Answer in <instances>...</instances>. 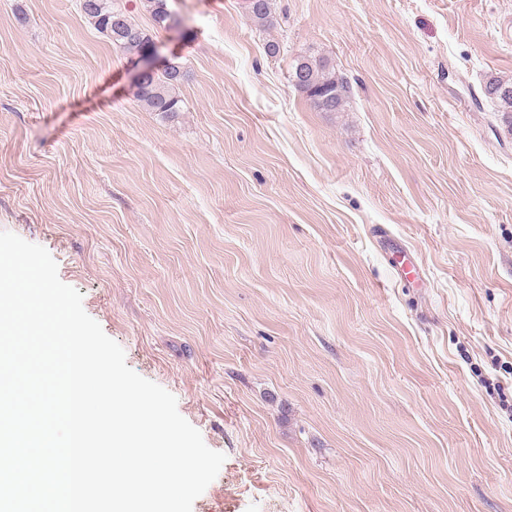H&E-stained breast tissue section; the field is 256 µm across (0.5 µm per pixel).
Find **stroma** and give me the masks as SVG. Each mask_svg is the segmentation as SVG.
<instances>
[{"mask_svg":"<svg viewBox=\"0 0 512 512\" xmlns=\"http://www.w3.org/2000/svg\"><path fill=\"white\" fill-rule=\"evenodd\" d=\"M115 3L182 112L82 0H0V231L225 454L192 512H512V0ZM150 56L151 54L139 61L142 64L137 67L135 82L156 70ZM181 78V66L170 62L161 75L155 72L141 83L135 84L134 96L149 112H160L166 115L182 112V99L176 94V86ZM294 87L304 94L319 112L344 110L350 87L336 74L328 58L321 55H301L294 60L290 74ZM483 93L497 107V112H503L512 125V79H504L490 74L483 84Z\"/></svg>","mask_w":512,"mask_h":512,"instance_id":"35a3bbf8","label":"stroma"}]
</instances>
